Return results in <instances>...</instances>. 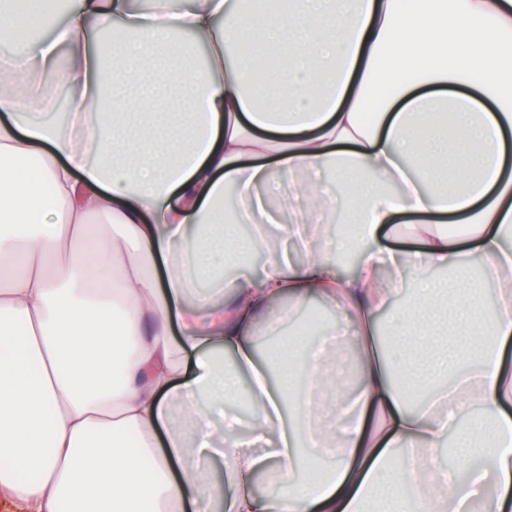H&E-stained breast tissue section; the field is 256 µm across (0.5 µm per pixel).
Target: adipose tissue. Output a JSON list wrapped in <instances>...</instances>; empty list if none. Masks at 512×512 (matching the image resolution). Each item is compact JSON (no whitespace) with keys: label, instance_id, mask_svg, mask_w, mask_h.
<instances>
[{"label":"adipose tissue","instance_id":"adipose-tissue-1","mask_svg":"<svg viewBox=\"0 0 512 512\" xmlns=\"http://www.w3.org/2000/svg\"><path fill=\"white\" fill-rule=\"evenodd\" d=\"M30 8L0 0L8 52L37 59L0 64V494L25 512H185L219 486L224 512H512V0H79L17 36ZM180 32L206 39L203 64ZM265 67L272 99L250 91ZM55 82L64 127L31 122ZM274 225L307 263L268 248L260 276L225 278V247L257 252ZM309 300L337 320L305 348L282 337L291 390L254 325L279 335ZM451 435L463 478L436 464Z\"/></svg>","mask_w":512,"mask_h":512}]
</instances>
